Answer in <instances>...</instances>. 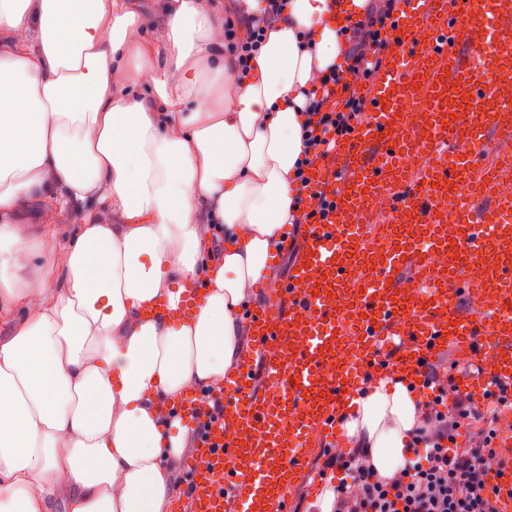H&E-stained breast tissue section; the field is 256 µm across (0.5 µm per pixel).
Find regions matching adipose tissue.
<instances>
[{
	"label": "adipose tissue",
	"mask_w": 512,
	"mask_h": 512,
	"mask_svg": "<svg viewBox=\"0 0 512 512\" xmlns=\"http://www.w3.org/2000/svg\"><path fill=\"white\" fill-rule=\"evenodd\" d=\"M367 7L288 0L241 78L220 4L165 0L155 45L133 0H0V512H166L176 405L236 366L298 215L303 111ZM422 420L400 370L337 418L383 478Z\"/></svg>",
	"instance_id": "adipose-tissue-1"
}]
</instances>
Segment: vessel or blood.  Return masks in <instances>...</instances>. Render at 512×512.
<instances>
[{"label": "vessel or blood", "instance_id": "vessel-or-blood-1", "mask_svg": "<svg viewBox=\"0 0 512 512\" xmlns=\"http://www.w3.org/2000/svg\"><path fill=\"white\" fill-rule=\"evenodd\" d=\"M394 20L361 122L307 172L304 204L323 219L286 241L296 260L246 315L235 371L179 403L200 432L188 512H289L311 437L333 431L365 368L419 379L453 346L491 366L488 380L460 382L474 401L490 382L512 386V0L464 14L455 0H400ZM486 44L507 60L462 52Z\"/></svg>", "mask_w": 512, "mask_h": 512}]
</instances>
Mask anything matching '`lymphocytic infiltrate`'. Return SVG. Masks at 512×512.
<instances>
[{
  "mask_svg": "<svg viewBox=\"0 0 512 512\" xmlns=\"http://www.w3.org/2000/svg\"><path fill=\"white\" fill-rule=\"evenodd\" d=\"M398 0H378L365 19L347 36L345 70L322 74V85L338 86L345 76L369 80L381 64L379 53L386 43L388 26ZM263 39L260 24L249 25L245 38H238L233 20L224 22L225 47L238 71L247 72L252 55ZM364 103L360 97L345 98L342 108L327 107L325 99L311 100L304 126L305 162H312L335 140L351 135ZM427 386L437 394L426 407L422 426L412 434L417 455L407 460L394 477H378L356 457L330 456L328 466L343 471L346 479L336 487V512H500L497 491L486 481V460L494 456L490 444L496 435L488 428L482 439L457 448L453 441L477 407L469 399L449 397L447 386L427 377Z\"/></svg>",
  "mask_w": 512,
  "mask_h": 512,
  "instance_id": "1",
  "label": "lymphocytic infiltrate"
}]
</instances>
